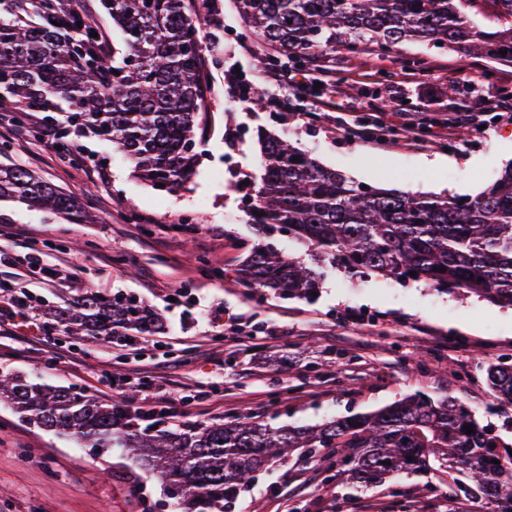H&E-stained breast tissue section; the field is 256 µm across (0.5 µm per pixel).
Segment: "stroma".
<instances>
[{
    "mask_svg": "<svg viewBox=\"0 0 512 512\" xmlns=\"http://www.w3.org/2000/svg\"><path fill=\"white\" fill-rule=\"evenodd\" d=\"M224 20L218 47L202 50L208 86L206 129L184 187L158 190L137 177L109 138L71 130L95 163L79 167L43 143L48 113L17 111L0 99V166L35 171L78 196L92 217L62 224L45 211L0 202V220L31 239L45 262L66 263L71 278L32 289L40 319L0 334V373L70 387L112 402L111 375L135 368L173 395L201 401L162 417L185 427L253 417L270 427L314 425L384 407L420 392L454 397L512 443V407L492 391L486 368L512 364V308L422 282L353 275L322 264L316 296L291 298L237 282L236 270L259 243L247 216L260 183L256 137H288L323 165L356 181L421 196L476 194L512 163V112L484 111L492 70L496 89L512 91V64L477 60L465 49L406 43L385 51L327 53L343 96L336 111L311 116L318 103L310 72L293 111L276 114L241 102L224 83L228 70L255 81L257 58L271 54L252 37L235 0H214ZM457 110L475 112L478 130L448 134L441 123ZM414 121L421 140L400 134ZM367 123L373 138L351 143L346 123ZM21 124L28 141L7 127ZM194 223H180L182 214ZM121 294L157 312L163 330L137 345L112 336H73L57 329L46 341L41 320L87 290ZM177 300H170L172 290ZM440 466L381 485H355L329 449L313 458L270 463L227 512H483L480 500L449 499ZM160 483L122 448H83L73 438L30 423L0 404V512H155Z\"/></svg>",
    "mask_w": 512,
    "mask_h": 512,
    "instance_id": "stroma-1",
    "label": "stroma"
}]
</instances>
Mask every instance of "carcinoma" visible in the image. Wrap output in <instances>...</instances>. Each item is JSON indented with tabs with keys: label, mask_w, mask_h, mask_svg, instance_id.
I'll return each mask as SVG.
<instances>
[{
	"label": "carcinoma",
	"mask_w": 512,
	"mask_h": 512,
	"mask_svg": "<svg viewBox=\"0 0 512 512\" xmlns=\"http://www.w3.org/2000/svg\"><path fill=\"white\" fill-rule=\"evenodd\" d=\"M470 0H237L251 34L274 58L310 60L342 47L373 42L388 49L404 41L463 47L476 57L512 63V0H495L499 28L470 24ZM112 15V61L93 51L90 31L56 20L55 0H36L42 22L13 14L0 19V92L26 110L65 113L70 125L105 135L152 186L180 187L192 168L207 84L201 41L187 49L199 22L184 0H102ZM65 106H60L59 102ZM264 168L251 223L269 236L286 231L328 261L352 273L377 272L400 282L457 289L512 306V167L476 196L415 197L347 178L319 164L277 134L258 135ZM297 160H292V157ZM0 201L46 210L70 224L87 214L81 200L33 172L0 167ZM415 275H410V272ZM238 278L305 298L319 274L303 261L258 243ZM70 334L151 336L162 319L130 298L95 290L64 309ZM487 379L512 403V369L491 364ZM0 401L87 448H126L165 484L180 480L183 512H223L224 503L274 459L303 457L316 448L357 461L348 470L359 484L430 469V457L448 464L450 498H479L487 512H512V454L463 403L419 393L384 408L315 426L271 428L236 421L175 430H144L129 423L124 404L92 394L0 375ZM472 426L468 434L463 427ZM499 463H493V460Z\"/></svg>",
	"instance_id": "1"
}]
</instances>
